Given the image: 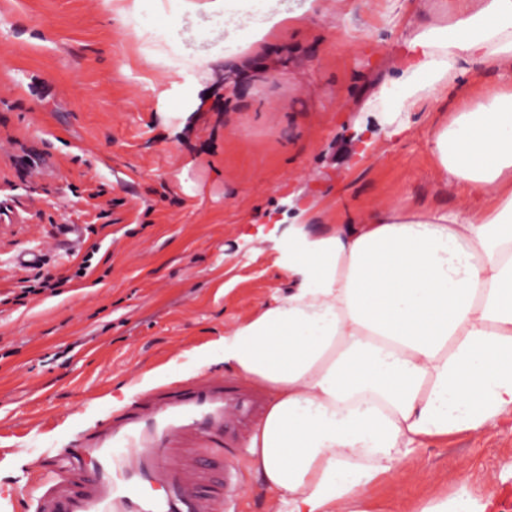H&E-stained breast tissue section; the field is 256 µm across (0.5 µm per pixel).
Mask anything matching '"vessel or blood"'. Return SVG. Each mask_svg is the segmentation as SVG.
Returning <instances> with one entry per match:
<instances>
[{
    "mask_svg": "<svg viewBox=\"0 0 512 512\" xmlns=\"http://www.w3.org/2000/svg\"><path fill=\"white\" fill-rule=\"evenodd\" d=\"M266 406L221 376L161 388L38 465L25 512H228L242 484L235 450Z\"/></svg>",
    "mask_w": 512,
    "mask_h": 512,
    "instance_id": "1",
    "label": "vessel or blood"
}]
</instances>
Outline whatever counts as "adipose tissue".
Wrapping results in <instances>:
<instances>
[{
	"label": "adipose tissue",
	"mask_w": 512,
	"mask_h": 512,
	"mask_svg": "<svg viewBox=\"0 0 512 512\" xmlns=\"http://www.w3.org/2000/svg\"><path fill=\"white\" fill-rule=\"evenodd\" d=\"M182 13L239 21L224 58L231 87L264 72L302 11L259 0H180ZM394 77L347 137L356 163L411 127L414 106L459 90L470 66L499 84L458 98L430 123L444 184L487 190L475 212L375 207L360 224L303 228L288 243L294 288L221 339L225 366L270 395L248 442L275 512H374L369 489L416 449L512 413V0H418ZM467 480L406 512H487Z\"/></svg>",
	"instance_id": "1"
}]
</instances>
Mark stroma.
<instances>
[{
	"instance_id": "obj_1",
	"label": "stroma",
	"mask_w": 512,
	"mask_h": 512,
	"mask_svg": "<svg viewBox=\"0 0 512 512\" xmlns=\"http://www.w3.org/2000/svg\"><path fill=\"white\" fill-rule=\"evenodd\" d=\"M306 11L285 32L294 52L277 77L224 86L223 20L144 0L118 19L101 0H0V295L17 255L45 246L71 275L57 296L0 303V512H23L28 473L132 400L169 383L224 373L218 343L289 287L288 196L328 201L308 229L359 222L375 206L463 211L484 197L441 190L429 150L438 102L409 132L345 168L340 130L392 78L401 18L414 0H279ZM133 28L147 41H129ZM176 38L212 77L176 79L152 62ZM92 226L95 270L54 243ZM371 491L376 512L452 494L466 477L491 512H512V415L419 449Z\"/></svg>"
}]
</instances>
